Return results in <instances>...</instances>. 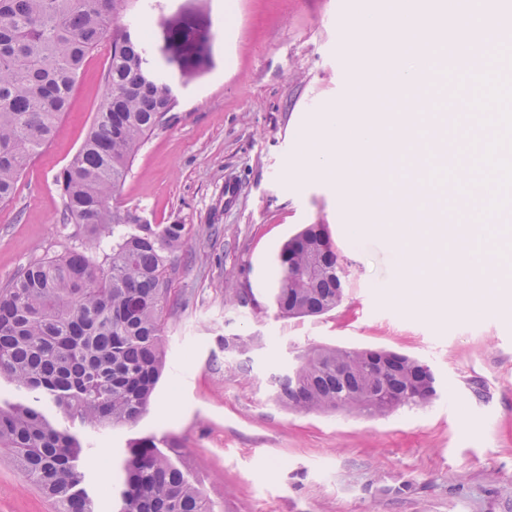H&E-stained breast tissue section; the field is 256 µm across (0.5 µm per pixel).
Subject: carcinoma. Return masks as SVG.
I'll return each mask as SVG.
<instances>
[{
  "mask_svg": "<svg viewBox=\"0 0 512 512\" xmlns=\"http://www.w3.org/2000/svg\"><path fill=\"white\" fill-rule=\"evenodd\" d=\"M121 0H0V204L52 135L87 57L110 40L106 94L86 139L60 171L63 223L86 245L50 254L0 289V378L24 398L0 407V448L55 512H96L84 487L85 446L56 426L45 403L84 428L132 425L148 410L165 366L162 313L184 224H152L112 207L145 137L167 123L183 85L212 63L199 9L134 35ZM342 269L325 225L308 224L277 259L283 317L318 316L343 301ZM275 398L298 412L379 415L437 395L422 361L393 352L320 347L274 378ZM119 512H216L214 502L152 437L129 442Z\"/></svg>",
  "mask_w": 512,
  "mask_h": 512,
  "instance_id": "obj_1",
  "label": "carcinoma"
}]
</instances>
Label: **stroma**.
Segmentation results:
<instances>
[{
  "mask_svg": "<svg viewBox=\"0 0 512 512\" xmlns=\"http://www.w3.org/2000/svg\"><path fill=\"white\" fill-rule=\"evenodd\" d=\"M197 6L213 64L178 86L175 119L145 139L112 198L187 226L163 313L166 370L134 426L75 428L93 445L87 489L120 485L129 442L153 437L219 512H512V240L466 212L492 280L473 312L409 308L391 239L356 228L328 179L285 177L309 147L300 130L337 101L335 0H137L125 19L148 39L161 18ZM109 54L105 41L87 58L51 139L0 204V287L73 245L55 178L104 100ZM308 224L326 225L345 295L327 314L288 319L270 301L275 258ZM244 285L251 304H230L228 289ZM228 336L248 349L225 352ZM320 346L415 356L438 395L375 417L289 411L271 378ZM0 512H52L2 451Z\"/></svg>",
  "mask_w": 512,
  "mask_h": 512,
  "instance_id": "stroma-1",
  "label": "stroma"
}]
</instances>
